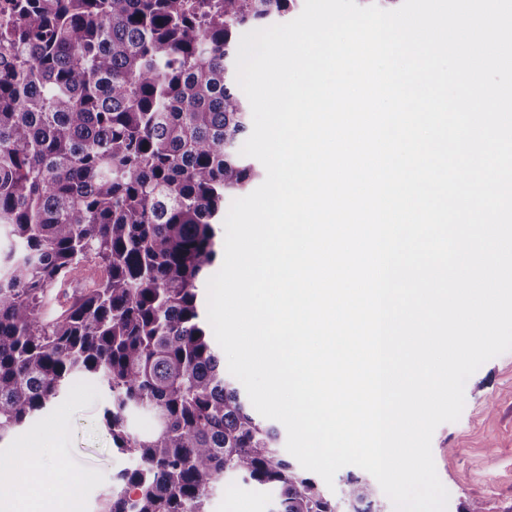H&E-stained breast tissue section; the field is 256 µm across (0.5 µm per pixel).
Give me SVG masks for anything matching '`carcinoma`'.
Listing matches in <instances>:
<instances>
[{
    "label": "carcinoma",
    "mask_w": 512,
    "mask_h": 512,
    "mask_svg": "<svg viewBox=\"0 0 512 512\" xmlns=\"http://www.w3.org/2000/svg\"><path fill=\"white\" fill-rule=\"evenodd\" d=\"M292 2L0 0V442L95 376L137 460L100 512H207L226 476L275 491L273 512H339L224 377L202 312L225 200L260 177L229 66ZM341 494L383 512L363 476Z\"/></svg>",
    "instance_id": "carcinoma-1"
}]
</instances>
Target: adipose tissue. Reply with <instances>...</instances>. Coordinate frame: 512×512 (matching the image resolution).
Returning <instances> with one entry per match:
<instances>
[{
  "label": "adipose tissue",
  "instance_id": "obj_1",
  "mask_svg": "<svg viewBox=\"0 0 512 512\" xmlns=\"http://www.w3.org/2000/svg\"><path fill=\"white\" fill-rule=\"evenodd\" d=\"M40 439L27 446L35 462L25 471L0 470V512H35L33 503L38 495L48 502L58 503L57 512H73L78 491L84 481L79 473H68L43 455Z\"/></svg>",
  "mask_w": 512,
  "mask_h": 512
}]
</instances>
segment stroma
I'll return each instance as SVG.
<instances>
[{"label":"stroma","mask_w":512,"mask_h":512,"mask_svg":"<svg viewBox=\"0 0 512 512\" xmlns=\"http://www.w3.org/2000/svg\"><path fill=\"white\" fill-rule=\"evenodd\" d=\"M465 404L457 421L439 425L431 450L437 475L449 492L447 512H460L472 499L486 512H512V351L485 362L465 384ZM108 393L97 379H74L57 403L0 443V458L21 459L33 437L64 470L86 475L79 512H99L121 470L133 457L118 452L104 423ZM272 491L236 479L219 481L207 512H271Z\"/></svg>","instance_id":"obj_1"}]
</instances>
